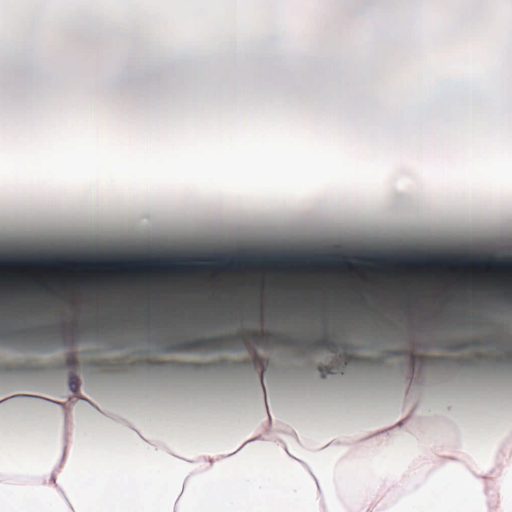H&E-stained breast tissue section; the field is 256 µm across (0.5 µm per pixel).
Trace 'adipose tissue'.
Here are the masks:
<instances>
[{"instance_id": "adipose-tissue-1", "label": "adipose tissue", "mask_w": 512, "mask_h": 512, "mask_svg": "<svg viewBox=\"0 0 512 512\" xmlns=\"http://www.w3.org/2000/svg\"><path fill=\"white\" fill-rule=\"evenodd\" d=\"M485 5L489 25L465 43L512 51V0ZM152 14L140 0L135 127L111 140L87 112L61 138V113L9 157L15 190L72 181L81 218L65 230L31 215L21 244L0 246V512H512V247L494 224L444 236L432 222L441 184L465 208L512 184L496 110L457 98L443 168L414 111L432 82H402L383 102L397 131L381 154L398 206L347 224L342 203L369 200L376 172L342 127L162 136L155 77L174 58ZM207 52L301 68L318 55L247 21ZM107 81L86 65L30 87L92 96ZM266 185L285 215L317 190L325 223L297 239L219 214L192 246L152 221L171 190L246 216ZM111 350L113 374L94 361Z\"/></svg>"}]
</instances>
